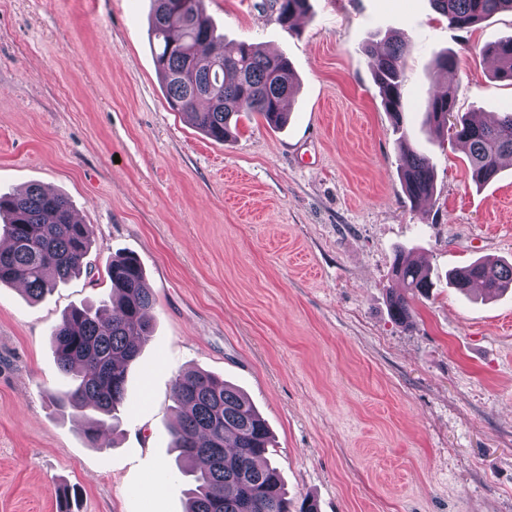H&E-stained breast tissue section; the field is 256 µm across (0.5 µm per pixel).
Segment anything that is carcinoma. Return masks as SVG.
<instances>
[{
  "label": "carcinoma",
  "mask_w": 512,
  "mask_h": 512,
  "mask_svg": "<svg viewBox=\"0 0 512 512\" xmlns=\"http://www.w3.org/2000/svg\"><path fill=\"white\" fill-rule=\"evenodd\" d=\"M168 0H155L150 30L157 42L155 59L167 101L189 114L193 124L214 141L231 134L241 113H256L277 126L286 121L282 102L295 94V79L286 57L245 42L227 44L213 53L214 27L204 0H182L183 13L173 16ZM277 20L286 25L306 10L307 0H273ZM437 13L459 29H468L502 12L512 0H432ZM407 41L390 39L385 53L374 56V78L382 105L395 128L404 123L402 85ZM497 60L494 78L512 80V37L488 47ZM454 111L452 91L431 95L425 102L426 122L437 130L448 127ZM453 137L466 149L475 183L494 179L500 160L512 156V109L491 123L460 116ZM400 169L413 201L431 196L434 171L429 158L400 136ZM6 223L0 235L9 241L0 250V284H22L32 301L53 292L80 273L92 243V229L73 218L65 196L31 185L13 196H0ZM395 276L412 294L431 287L422 268L398 255ZM109 299L100 306L73 307L52 333L53 353L73 387L49 397L59 411L77 415L80 432L93 447L114 429L118 411L126 407L129 366L138 358L151 328L149 312L155 299L144 270L133 255H117L106 269ZM454 287L466 292L474 284L494 295L512 287V264L478 262L456 271ZM393 318L408 322L405 295L390 299ZM178 411L172 430L175 447L194 482L186 512H294L295 504L277 468L267 460L272 445L269 428L248 398L224 380L202 371L179 375L173 385Z\"/></svg>",
  "instance_id": "cac0c4a2"
}]
</instances>
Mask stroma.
I'll return each mask as SVG.
<instances>
[{
	"instance_id": "1",
	"label": "stroma",
	"mask_w": 512,
	"mask_h": 512,
	"mask_svg": "<svg viewBox=\"0 0 512 512\" xmlns=\"http://www.w3.org/2000/svg\"><path fill=\"white\" fill-rule=\"evenodd\" d=\"M224 42L284 53L297 79L287 123L240 120L216 142L170 108L150 43L153 0H0V195L37 184L69 197L94 241L80 275L39 302L0 285V512H184L190 487L170 429L175 378L242 390L273 437L294 502L317 512H512V290L466 297L451 270L512 262V161L476 184L451 132L421 105L450 84L455 110L512 106L485 46L512 13L457 29L431 0H308L293 26L270 0H205ZM409 41V140L435 190L414 202L373 55ZM456 54L453 74L431 70ZM429 271L407 324L398 251ZM118 253L156 304L105 449L48 395L67 383L51 332L107 298Z\"/></svg>"
}]
</instances>
